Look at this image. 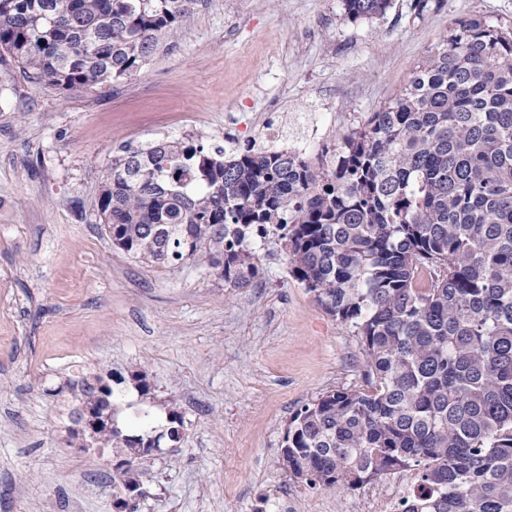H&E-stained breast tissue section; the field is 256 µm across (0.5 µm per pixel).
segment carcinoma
I'll list each match as a JSON object with an SVG mask.
<instances>
[{
    "instance_id": "cac0c4a2",
    "label": "carcinoma",
    "mask_w": 512,
    "mask_h": 512,
    "mask_svg": "<svg viewBox=\"0 0 512 512\" xmlns=\"http://www.w3.org/2000/svg\"><path fill=\"white\" fill-rule=\"evenodd\" d=\"M197 0H0V52L28 80L118 84L173 41ZM389 0H344L353 21ZM94 207L142 262L192 259L245 288L256 246L360 336L372 390H338L291 416L279 453L309 486L355 488L415 470L395 512H512V30L460 20L399 94L337 141L331 164L284 148L189 138L121 148ZM124 379L71 384L115 416ZM102 424L96 443L144 489L145 455L182 425Z\"/></svg>"
}]
</instances>
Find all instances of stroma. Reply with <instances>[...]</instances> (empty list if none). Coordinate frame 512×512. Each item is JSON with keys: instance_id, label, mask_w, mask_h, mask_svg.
Returning a JSON list of instances; mask_svg holds the SVG:
<instances>
[{"instance_id": "35a3bbf8", "label": "stroma", "mask_w": 512, "mask_h": 512, "mask_svg": "<svg viewBox=\"0 0 512 512\" xmlns=\"http://www.w3.org/2000/svg\"><path fill=\"white\" fill-rule=\"evenodd\" d=\"M512 27V0H390L370 19L343 0H205L187 28L127 81L60 91L0 56V512H114L110 453L69 446L68 387L144 374L183 419L179 445L143 461L139 512H384L394 470L361 488L310 487L279 463L288 422L333 390L363 389V344L295 281L268 242L245 288L190 259L165 266L113 246L94 210L121 147L193 138L262 141L279 113L289 136L325 115L334 146L410 79L455 20Z\"/></svg>"}]
</instances>
